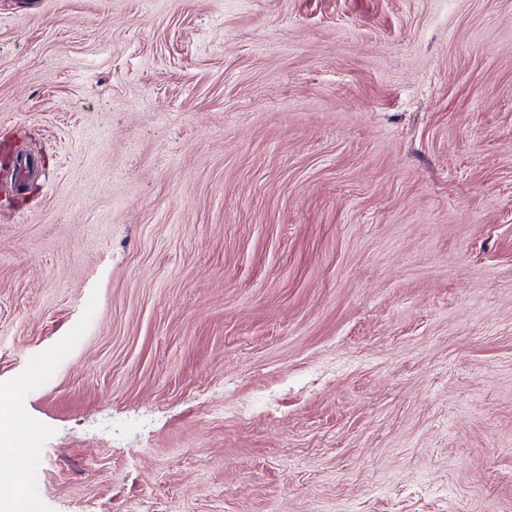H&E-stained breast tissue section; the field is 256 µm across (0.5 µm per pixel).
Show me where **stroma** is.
<instances>
[{
  "label": "stroma",
  "instance_id": "stroma-1",
  "mask_svg": "<svg viewBox=\"0 0 512 512\" xmlns=\"http://www.w3.org/2000/svg\"><path fill=\"white\" fill-rule=\"evenodd\" d=\"M0 152L32 512H512V0H0Z\"/></svg>",
  "mask_w": 512,
  "mask_h": 512
}]
</instances>
